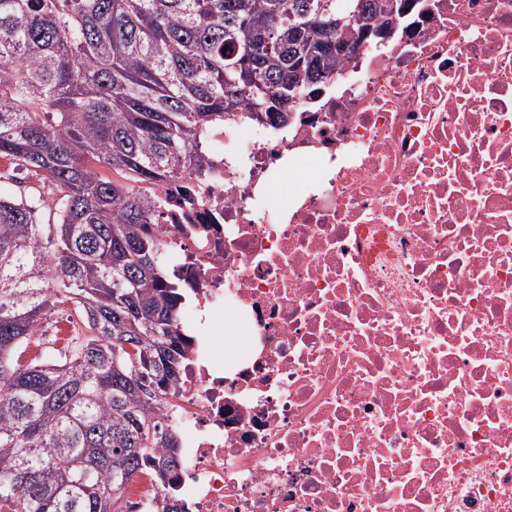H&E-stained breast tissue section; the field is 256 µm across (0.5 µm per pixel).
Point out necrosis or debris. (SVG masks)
<instances>
[{"instance_id":"necrosis-or-debris-1","label":"necrosis or debris","mask_w":512,"mask_h":512,"mask_svg":"<svg viewBox=\"0 0 512 512\" xmlns=\"http://www.w3.org/2000/svg\"><path fill=\"white\" fill-rule=\"evenodd\" d=\"M157 234L202 321L188 512H512V0H410L286 126L230 114ZM289 177L288 193L272 186Z\"/></svg>"}]
</instances>
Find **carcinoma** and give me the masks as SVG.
I'll return each instance as SVG.
<instances>
[{"label": "carcinoma", "instance_id": "carcinoma-1", "mask_svg": "<svg viewBox=\"0 0 512 512\" xmlns=\"http://www.w3.org/2000/svg\"><path fill=\"white\" fill-rule=\"evenodd\" d=\"M389 0H0V158L37 179L0 193V509L132 512L142 472L178 504L179 441L154 403L191 340L153 228L154 187L204 181L206 134L297 99L377 40ZM266 111L255 112L257 104ZM67 308L63 350L21 355Z\"/></svg>", "mask_w": 512, "mask_h": 512}]
</instances>
